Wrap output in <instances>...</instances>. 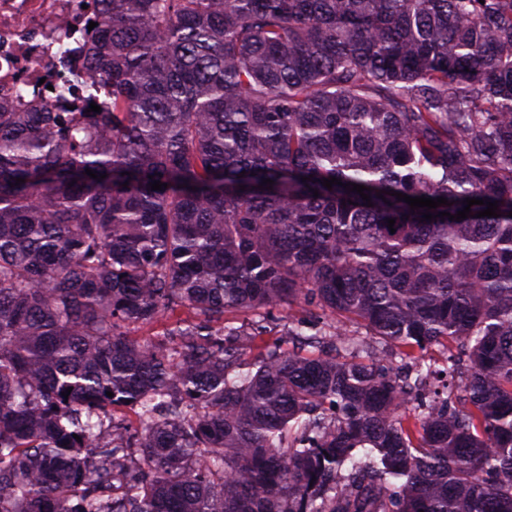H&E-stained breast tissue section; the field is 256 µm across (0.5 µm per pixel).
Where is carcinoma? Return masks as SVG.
<instances>
[{
  "mask_svg": "<svg viewBox=\"0 0 512 512\" xmlns=\"http://www.w3.org/2000/svg\"><path fill=\"white\" fill-rule=\"evenodd\" d=\"M101 2L0 105V512H512V0ZM321 311H318L312 306H307L305 304L293 305L290 308H278L273 309L270 314L265 317L264 324L266 325L267 333L264 336V339L268 341L271 345L277 343L281 346L283 350H293L296 346L301 347V351L305 354L312 355H321L325 352H330V347L328 345H324L321 348H315L309 345H296V340L292 336H288V326L289 321L293 317L296 318H305L312 325V330H307L308 334L314 333L315 328L321 326L318 321L322 320L318 318V315ZM318 323V324H317ZM315 324V326H313ZM317 324V325H316ZM334 354L335 352H330Z\"/></svg>",
  "mask_w": 512,
  "mask_h": 512,
  "instance_id": "carcinoma-1",
  "label": "carcinoma"
}]
</instances>
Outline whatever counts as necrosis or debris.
I'll use <instances>...</instances> for the list:
<instances>
[{"label": "necrosis or debris", "mask_w": 512, "mask_h": 512, "mask_svg": "<svg viewBox=\"0 0 512 512\" xmlns=\"http://www.w3.org/2000/svg\"><path fill=\"white\" fill-rule=\"evenodd\" d=\"M95 0H0V103L40 111L47 82L86 56Z\"/></svg>", "instance_id": "obj_1"}]
</instances>
